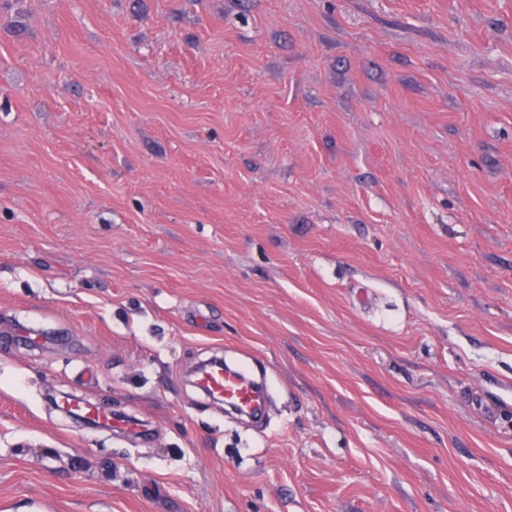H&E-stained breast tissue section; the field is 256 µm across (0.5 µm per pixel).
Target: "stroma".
I'll return each mask as SVG.
<instances>
[{
	"label": "stroma",
	"mask_w": 512,
	"mask_h": 512,
	"mask_svg": "<svg viewBox=\"0 0 512 512\" xmlns=\"http://www.w3.org/2000/svg\"><path fill=\"white\" fill-rule=\"evenodd\" d=\"M0 512H512V0H0ZM252 356L242 352L236 364L212 366L201 377V384L214 396L223 399L225 406L241 415L256 418L264 412L268 388L255 379L250 367Z\"/></svg>",
	"instance_id": "stroma-1"
}]
</instances>
